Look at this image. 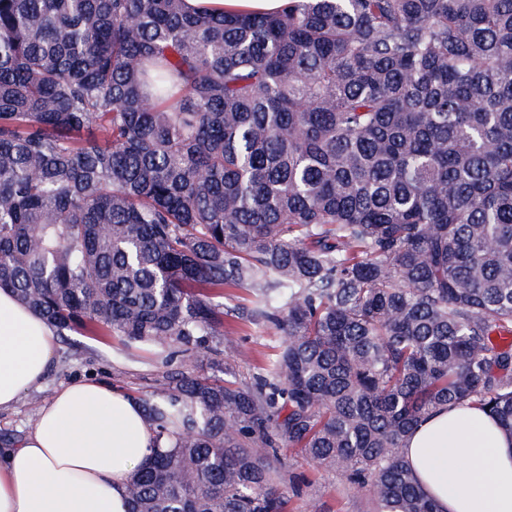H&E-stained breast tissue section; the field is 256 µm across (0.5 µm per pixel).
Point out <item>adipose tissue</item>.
I'll list each match as a JSON object with an SVG mask.
<instances>
[{
  "label": "adipose tissue",
  "mask_w": 512,
  "mask_h": 512,
  "mask_svg": "<svg viewBox=\"0 0 512 512\" xmlns=\"http://www.w3.org/2000/svg\"><path fill=\"white\" fill-rule=\"evenodd\" d=\"M51 326L0 289V410L47 376ZM153 438L132 397L90 381L59 388L19 447L0 451V512H128L129 474ZM403 455L440 512H512V437L474 404L439 409Z\"/></svg>",
  "instance_id": "obj_1"
}]
</instances>
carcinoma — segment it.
I'll return each instance as SVG.
<instances>
[{
    "label": "carcinoma",
    "mask_w": 512,
    "mask_h": 512,
    "mask_svg": "<svg viewBox=\"0 0 512 512\" xmlns=\"http://www.w3.org/2000/svg\"><path fill=\"white\" fill-rule=\"evenodd\" d=\"M0 288L192 356L243 289L280 337L137 399L129 512H288L281 446L438 512L410 431L512 435V0H0ZM282 0H186L189 9L203 6L232 13L274 14Z\"/></svg>",
    "instance_id": "cac0c4a2"
}]
</instances>
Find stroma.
Instances as JSON below:
<instances>
[{"label": "stroma", "instance_id": "stroma-1", "mask_svg": "<svg viewBox=\"0 0 512 512\" xmlns=\"http://www.w3.org/2000/svg\"><path fill=\"white\" fill-rule=\"evenodd\" d=\"M247 291L236 290L224 297L226 315L222 335L214 337L213 346L228 364L236 380L249 382L257 363L277 353L279 338L261 325H243L233 315L237 306L247 305ZM206 368L193 357L176 352L175 348L130 343L120 338H106L72 332L58 337L49 374L37 387L23 392L11 409L0 411V446L16 444L31 431L41 408L56 390L74 380L98 382L130 397L151 393L168 376L202 374ZM274 466L285 479L301 477L298 496L290 501V512H305L308 502L321 504L322 512H373L369 490L356 489L338 472L319 467L299 450L279 449Z\"/></svg>", "mask_w": 512, "mask_h": 512}]
</instances>
